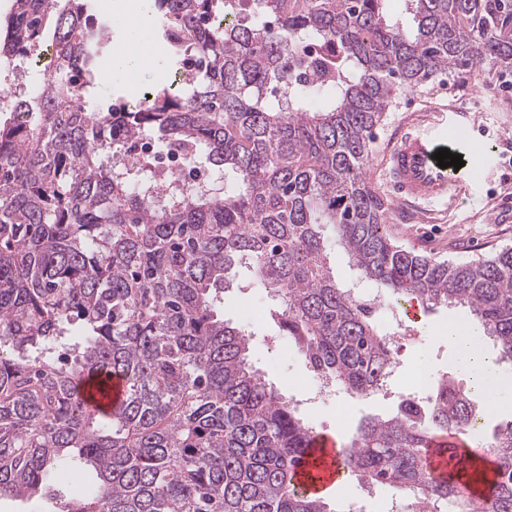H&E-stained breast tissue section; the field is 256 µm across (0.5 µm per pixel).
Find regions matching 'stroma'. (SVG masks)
Wrapping results in <instances>:
<instances>
[{"instance_id": "obj_1", "label": "stroma", "mask_w": 512, "mask_h": 512, "mask_svg": "<svg viewBox=\"0 0 512 512\" xmlns=\"http://www.w3.org/2000/svg\"><path fill=\"white\" fill-rule=\"evenodd\" d=\"M95 3L110 18V41L100 61L95 102L124 97L136 103L146 92L179 75V66L170 58L158 25L141 22L139 0H95ZM129 43L140 45L144 55L164 58V67L117 70L114 66L117 52ZM500 75L498 68L476 66L459 70L451 77H435L394 96L374 131L367 177L385 201L387 232L396 244L453 263L512 248V88L501 85ZM452 108L466 115L464 132L469 141L466 160L480 167V178L470 188L468 197L452 208L432 204L419 210L393 205L388 200L383 162L395 134L404 128L427 127ZM273 305L271 295L243 267L224 293L225 319L251 336L249 360L254 369L284 396L299 401L300 410L314 432L336 437L339 443H346L365 417L393 413L399 399L412 394L414 377L422 375L435 383L449 375L459 386L467 384L465 376L456 369L446 336L450 329L461 325L478 330V321L471 310L454 303L429 309L417 301L404 299L398 307L410 315L416 339L400 347L396 373L387 385L369 396L353 399L347 415L337 418L334 401L302 403L295 385L309 380L308 365L279 324L269 317ZM421 350L427 354V366L419 370L414 361ZM399 497V491L392 487L369 488L355 480L328 494L338 512H387Z\"/></svg>"}]
</instances>
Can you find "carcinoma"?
<instances>
[{
    "instance_id": "obj_1",
    "label": "carcinoma",
    "mask_w": 512,
    "mask_h": 512,
    "mask_svg": "<svg viewBox=\"0 0 512 512\" xmlns=\"http://www.w3.org/2000/svg\"><path fill=\"white\" fill-rule=\"evenodd\" d=\"M390 2L155 0L171 55L206 66L117 114L82 101L107 42L92 0H13L0 58L40 56L50 27L53 76L17 102L27 120L0 121V498L53 495L56 512H336L293 487L314 431L215 310L245 266L313 371L356 397L386 386L393 342L336 282L327 226L362 278L468 305L512 362V249L451 263L402 248L366 172L397 91L483 63L512 70V0H403L412 29ZM229 9L259 19L228 36L208 20ZM304 40L319 53L292 82L286 64ZM325 82L330 98L308 109ZM145 133L192 163L206 155L234 183L155 203L112 173ZM101 371L124 395L98 415L81 385ZM476 418L443 377L427 399L359 423L350 476L400 488L401 512H512V420L487 444L488 505L425 461L431 439ZM65 471L90 486L85 497L54 488Z\"/></svg>"
}]
</instances>
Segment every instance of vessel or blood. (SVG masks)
I'll use <instances>...</instances> for the list:
<instances>
[{
  "label": "vessel or blood",
  "instance_id": "b4317fda",
  "mask_svg": "<svg viewBox=\"0 0 512 512\" xmlns=\"http://www.w3.org/2000/svg\"><path fill=\"white\" fill-rule=\"evenodd\" d=\"M460 124L456 113H449L447 121L437 122L433 129L406 132L400 135L389 150L384 176L390 194L396 203L431 204L445 201L464 191L476 179L471 167L458 169L440 168L434 154L447 143H454L457 154L468 149L467 141L458 139ZM123 382L117 377L98 376L92 385L84 387L82 395L87 406L105 412L113 401L122 395ZM435 449L430 456L435 473L450 474L445 458L439 456L440 448H459L468 455H479L480 448L473 435L451 434L433 439ZM313 453L293 473L297 487L311 494L333 489L341 475L338 461L342 451L335 439L326 434L313 435Z\"/></svg>",
  "mask_w": 512,
  "mask_h": 512
}]
</instances>
